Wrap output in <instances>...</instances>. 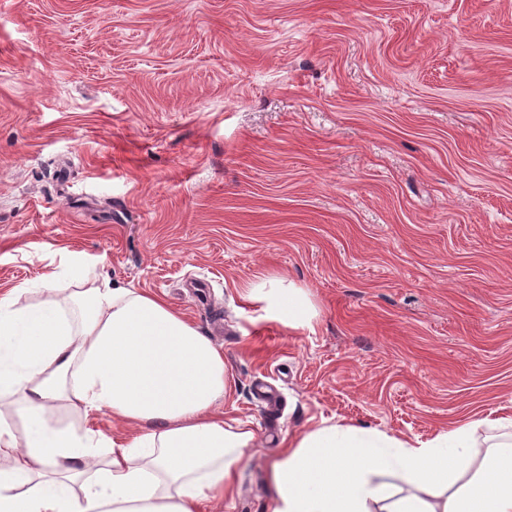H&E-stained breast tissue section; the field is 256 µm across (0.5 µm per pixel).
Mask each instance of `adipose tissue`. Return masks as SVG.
<instances>
[{
	"label": "adipose tissue",
	"mask_w": 512,
	"mask_h": 512,
	"mask_svg": "<svg viewBox=\"0 0 512 512\" xmlns=\"http://www.w3.org/2000/svg\"><path fill=\"white\" fill-rule=\"evenodd\" d=\"M0 293V512H202L232 495L252 430L231 424L224 352L163 297L109 281L34 304ZM264 318L314 331L308 292L276 274L244 284ZM108 412L135 434L60 424ZM273 512H512V416L423 441L322 421L272 460Z\"/></svg>",
	"instance_id": "adipose-tissue-1"
}]
</instances>
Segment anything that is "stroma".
Masks as SVG:
<instances>
[{"label": "stroma", "mask_w": 512, "mask_h": 512, "mask_svg": "<svg viewBox=\"0 0 512 512\" xmlns=\"http://www.w3.org/2000/svg\"><path fill=\"white\" fill-rule=\"evenodd\" d=\"M287 277L314 331L236 290ZM52 291H43L47 274ZM161 295L256 435L512 415V0H0V291Z\"/></svg>", "instance_id": "obj_1"}]
</instances>
